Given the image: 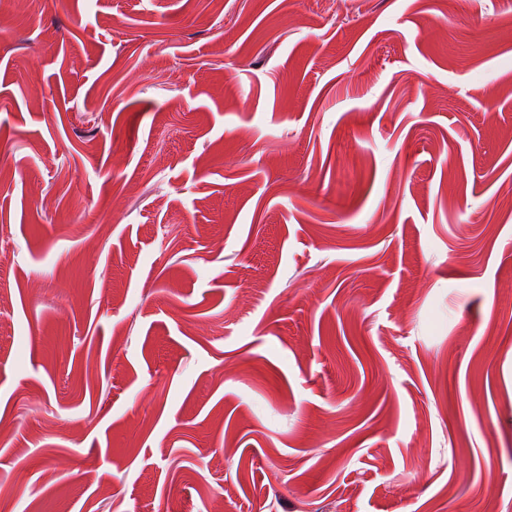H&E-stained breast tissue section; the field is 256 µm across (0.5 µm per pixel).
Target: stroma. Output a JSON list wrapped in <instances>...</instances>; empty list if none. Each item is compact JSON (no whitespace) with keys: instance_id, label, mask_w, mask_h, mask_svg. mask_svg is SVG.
<instances>
[{"instance_id":"obj_1","label":"stroma","mask_w":512,"mask_h":512,"mask_svg":"<svg viewBox=\"0 0 512 512\" xmlns=\"http://www.w3.org/2000/svg\"><path fill=\"white\" fill-rule=\"evenodd\" d=\"M512 0H0L9 512H512Z\"/></svg>"}]
</instances>
